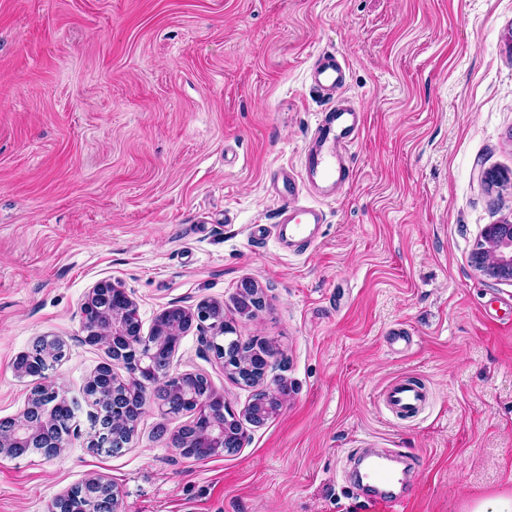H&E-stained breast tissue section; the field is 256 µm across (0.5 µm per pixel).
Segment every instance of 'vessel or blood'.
<instances>
[{
	"label": "vessel or blood",
	"instance_id": "b4317fda",
	"mask_svg": "<svg viewBox=\"0 0 512 512\" xmlns=\"http://www.w3.org/2000/svg\"><path fill=\"white\" fill-rule=\"evenodd\" d=\"M308 79L324 94L335 97L347 83V67L335 54H325L310 67ZM363 127V107L336 100L318 117L310 142L302 154L300 172H284L278 189L283 204L277 222L295 249L309 248L312 244L310 225L323 221L320 208L299 203L301 188L307 185L319 187L325 197L335 196L348 179V158ZM427 399L424 384L411 377L392 382L385 393L387 408L401 416L418 414L424 409Z\"/></svg>",
	"mask_w": 512,
	"mask_h": 512
}]
</instances>
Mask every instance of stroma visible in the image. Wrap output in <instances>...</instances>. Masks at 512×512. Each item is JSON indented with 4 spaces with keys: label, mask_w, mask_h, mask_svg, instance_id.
<instances>
[{
    "label": "stroma",
    "mask_w": 512,
    "mask_h": 512,
    "mask_svg": "<svg viewBox=\"0 0 512 512\" xmlns=\"http://www.w3.org/2000/svg\"><path fill=\"white\" fill-rule=\"evenodd\" d=\"M332 52L365 130L344 194L306 252L252 238L281 202L326 96L309 66ZM494 172L501 181L487 184ZM512 222V0H0V420L31 388L17 356L66 345L49 381L77 400L59 456L0 455V512H49L100 479L122 512H460L512 481V281L477 271L486 225ZM262 309L240 316L244 281ZM134 300L142 335L171 305H223L266 340L288 396L236 452L180 455L189 415H141L121 453L89 446L84 386L108 357L86 342L96 284ZM175 373H201L236 414L202 332ZM421 379L402 418L383 394ZM365 448L404 456L398 498L367 501ZM428 395L423 383L413 377H401L392 382L385 393L387 408L396 415L413 416L421 412Z\"/></svg>",
    "instance_id": "stroma-1"
}]
</instances>
